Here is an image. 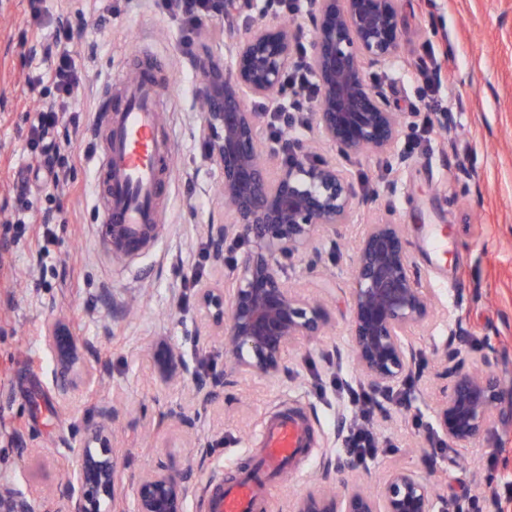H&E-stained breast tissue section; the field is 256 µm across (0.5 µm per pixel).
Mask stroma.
<instances>
[{"label": "stroma", "mask_w": 512, "mask_h": 512, "mask_svg": "<svg viewBox=\"0 0 512 512\" xmlns=\"http://www.w3.org/2000/svg\"><path fill=\"white\" fill-rule=\"evenodd\" d=\"M41 8V43H52L58 20L77 26L74 52L86 78L55 134L74 158L73 169L57 184L35 176L28 167V117L40 99L53 97L52 61L20 44L30 0H0V225L11 226L0 243V485L35 497L38 512H55L58 501L44 488L57 484L61 468L76 467L86 426L114 406L125 443L124 489L161 462L174 473L188 472L197 464V444L209 445L216 465L189 482L187 512H208L200 488L252 472L262 422L288 409L312 424V448L270 479L269 512H282L286 500L324 479L376 491L395 468L436 476L451 497L484 499L504 490L512 482V0H400L402 50L374 78L395 111L413 104L419 110L405 123L395 156L345 161L365 204L356 223L337 227L335 244L321 245L317 269L297 259L284 268L289 282L322 300L330 328L292 349L274 384H226L210 406L193 412L188 427L171 415L189 406L192 383L163 386L153 347L164 340L195 366L229 369L221 342L199 334L196 290L182 286L197 270L206 282L224 277L214 261L200 259L213 243L208 225L224 221L222 173L199 138L200 75L183 51L178 20L155 0H41ZM430 50L447 52L450 74L432 112L417 83L405 77ZM141 56L160 71L172 165L160 202L161 237L149 250L118 260L102 239L91 155L102 146L97 109L111 77H131ZM32 78L40 79L41 95L30 93ZM20 178L29 185L24 198L15 188ZM45 212L59 223L51 236L39 222ZM24 214L31 223H16ZM377 220L405 225L412 270L432 289L438 319L411 337L420 369L404 387L407 404L385 400L375 411L388 449L368 464L328 473L324 462L338 457L342 445L337 420L354 414L344 398L319 389L357 381L347 335L350 255L362 225ZM430 225L449 229L442 267L427 246ZM58 321L85 345L65 404L55 385L58 356L46 346L47 329ZM458 322L466 334L462 352L474 361L488 358L506 396L503 418L450 450L430 440L428 429L446 384L442 343Z\"/></svg>", "instance_id": "1"}]
</instances>
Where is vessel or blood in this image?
Listing matches in <instances>:
<instances>
[{
  "label": "vessel or blood",
  "instance_id": "b4317fda",
  "mask_svg": "<svg viewBox=\"0 0 512 512\" xmlns=\"http://www.w3.org/2000/svg\"><path fill=\"white\" fill-rule=\"evenodd\" d=\"M139 80L126 85L119 106L104 104L101 122L106 144L96 162L101 221L142 225L157 221L160 181L170 169L168 144L158 129L164 98L151 63H143ZM264 462L276 469L306 455L312 444L307 422L292 411L265 421L261 430ZM266 504L252 480L216 486L211 512H264Z\"/></svg>",
  "mask_w": 512,
  "mask_h": 512
}]
</instances>
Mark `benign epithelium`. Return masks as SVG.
<instances>
[{"label":"benign epithelium","instance_id":"benign-epithelium-1","mask_svg":"<svg viewBox=\"0 0 512 512\" xmlns=\"http://www.w3.org/2000/svg\"><path fill=\"white\" fill-rule=\"evenodd\" d=\"M273 0H209L214 14L253 15L228 45L224 63L207 50L194 59L201 74L200 135L210 159L223 174L225 218L209 225L216 242L213 260L224 262V243L248 249L230 265L222 284H204L197 293L200 319L219 336L234 377L271 380L281 372L291 348L323 335L330 316L320 301L288 285L283 262L317 263L316 244H336V226L354 223L360 200L347 174L316 160L296 139L282 135L275 153L283 162L268 170L261 151L268 113L251 103L288 93L285 75L303 61L314 76L312 129L336 155L351 159L366 152L394 154L409 116L392 110L383 84L370 69L395 60L402 18L399 0H306L293 24L268 19ZM162 225L135 234L108 225L105 234L117 259L139 254L159 238ZM348 335L361 380L376 395L403 386L416 366L410 336L428 325L435 307L429 289L411 270L404 225L381 221L362 225L351 263ZM57 351L60 391L67 392V369L83 345L62 323L48 328ZM161 381L188 377L194 399L204 406L224 377L202 375L165 341L153 349ZM448 384L436 405L437 427L450 446L464 445L488 431L498 418L501 377L476 371L461 353L444 355ZM118 447L112 422L91 423L85 448L66 479L58 512H185L187 486L160 463L145 472L128 499L120 484ZM0 512H34L30 497L0 486ZM289 512H448V500L414 471L394 469L377 492L354 485L341 492L312 488L289 505Z\"/></svg>","mask_w":512,"mask_h":512}]
</instances>
